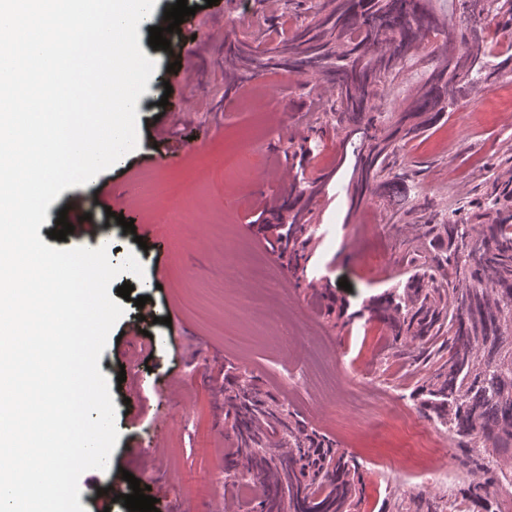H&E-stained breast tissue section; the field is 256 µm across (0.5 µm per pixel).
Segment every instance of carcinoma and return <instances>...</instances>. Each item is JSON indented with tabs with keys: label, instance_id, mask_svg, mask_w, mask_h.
<instances>
[{
	"label": "carcinoma",
	"instance_id": "obj_1",
	"mask_svg": "<svg viewBox=\"0 0 512 512\" xmlns=\"http://www.w3.org/2000/svg\"><path fill=\"white\" fill-rule=\"evenodd\" d=\"M295 24L270 50L241 42L227 55L224 83L240 71L284 69L319 77L336 89L330 112L336 126L364 124L374 134L361 148L358 196L380 195L397 211L409 202L415 172L396 168L394 139L417 137L447 109L512 65V54L496 53L474 27L460 39L457 55L448 44L455 26L426 9L422 0H330ZM479 18L512 15V0H468ZM441 37L427 80L411 108L387 122L378 111L377 89L395 77L406 56L430 33ZM499 60L497 65L491 59ZM312 202L318 181L301 177L292 185ZM461 209L411 225L404 240L409 261L392 291L368 310L389 328L390 348L411 343L406 357L435 369L415 396L423 414L444 428L473 465L497 475V486H512V470L497 455L512 450V157L502 163L492 190ZM305 209L291 210L281 250L296 245L311 229ZM224 380V423L243 461L230 485L254 488L258 512H355L361 503L358 469L345 454L310 433L276 403L251 376Z\"/></svg>",
	"mask_w": 512,
	"mask_h": 512
}]
</instances>
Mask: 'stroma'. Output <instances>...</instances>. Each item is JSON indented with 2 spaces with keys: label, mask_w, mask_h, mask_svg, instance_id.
<instances>
[{
  "label": "stroma",
  "mask_w": 512,
  "mask_h": 512,
  "mask_svg": "<svg viewBox=\"0 0 512 512\" xmlns=\"http://www.w3.org/2000/svg\"><path fill=\"white\" fill-rule=\"evenodd\" d=\"M195 15L182 29V76L190 83L172 92L164 109L156 99L164 79L155 71L138 99L139 145L121 164L107 169L112 196L109 210L97 203L98 181L63 190L47 208L38 230L54 248L107 247L112 263L135 254L143 278L122 274L135 294L151 297L160 321L147 335L132 336L130 315L113 327L99 359L116 407L117 445L108 470L97 471L99 488L110 487L118 469L149 486L158 512H224L229 475L225 453L232 432L224 423V369L233 365L254 375L261 388L284 404L308 429L335 444L359 464L360 512H395L396 502L423 498L453 512H484L467 491L478 480L473 465L448 434L440 433L418 410L413 392L431 365L388 358L386 326L367 304L391 285L401 255L395 223L417 224L411 212L393 216L385 199L366 196L350 210L352 176L362 132L336 131L327 115L334 98L322 81L288 71L258 72L237 87L224 84V59L230 43L273 33L289 12L288 0H187ZM437 38L400 66L397 79L379 89L381 111L406 110L422 86L426 55ZM512 75L461 101L419 137L398 142V158L417 173L416 190L433 201L434 213L466 207L489 190L499 162L512 155V108L497 118L484 115L489 97L500 96ZM246 151L251 162L242 178L225 181V152ZM161 165H152V158ZM478 160L477 169L458 177ZM305 172L323 188L307 218L315 233L299 249L301 275H293L280 253L274 231L289 197L287 175ZM179 202L181 224H157L154 210ZM89 213L93 237L50 239L60 210ZM134 222L124 232L117 215ZM244 245L282 271L289 299L325 332L331 362L345 388L330 403L313 394L290 391L282 374L291 366L276 342L259 337L248 353L224 341V321L251 324L246 307L228 308L224 291L247 288L241 271L224 264L225 245ZM125 382H118V374ZM389 389L404 415L394 427L353 407V392L377 396ZM458 473L452 487L423 469L433 440Z\"/></svg>",
  "instance_id": "stroma-1"
}]
</instances>
